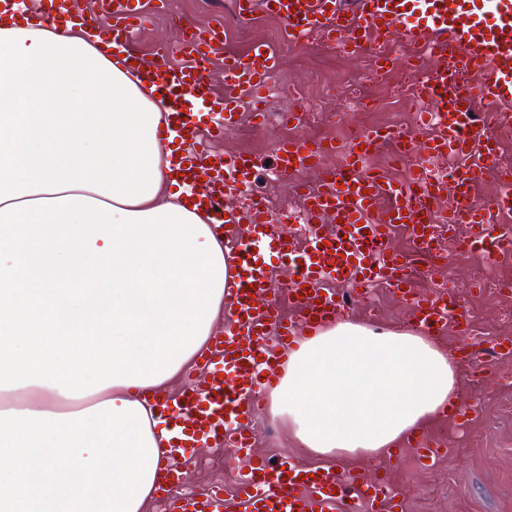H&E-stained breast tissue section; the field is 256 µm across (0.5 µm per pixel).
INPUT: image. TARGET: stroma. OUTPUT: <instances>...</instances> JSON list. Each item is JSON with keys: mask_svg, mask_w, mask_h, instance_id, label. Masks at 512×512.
<instances>
[{"mask_svg": "<svg viewBox=\"0 0 512 512\" xmlns=\"http://www.w3.org/2000/svg\"><path fill=\"white\" fill-rule=\"evenodd\" d=\"M141 7L148 24L137 34L133 47L146 56L153 55L160 43L177 40V19L204 24L217 15L212 0H173L164 9L157 8L154 0H142ZM282 28L281 20L255 11L249 19L225 24L218 51L245 52L264 41L276 46L281 56L277 81L304 90L315 112L330 120L338 141H348L357 131L376 125L391 126L418 138L429 136V129L419 123L418 108L402 92L410 80L403 65L410 52L401 41L381 47L383 53L398 57L400 66L370 80L362 76V58L336 51L322 33H311L302 43L291 44L284 40ZM345 91L374 100L376 110L344 108L341 94ZM279 137L278 127L272 123L256 133L240 128L225 136L223 147L234 152L253 145L263 161L256 172L254 190H269L277 207L296 213L300 205L295 183L280 176L273 164V144ZM445 263V268L431 278H418L415 289L427 294L433 292L435 284L447 283L465 291L471 278V261L452 247ZM367 295L369 304L350 310V318L380 330L410 328L409 306L388 288L374 285ZM466 300L482 315L483 333L473 337V344L512 337V320L504 316L506 300L478 294H467ZM457 371L462 403H480L482 410L471 422L447 433L429 432V439L446 450L432 467L421 468L414 449L409 448L389 466L383 458L368 457L346 463L343 469L369 473L384 469L389 484L405 499L404 512H512V391H503L496 380L473 374L466 364H458ZM183 467L189 472L186 489L205 491L220 486L225 494L235 491L237 471L234 464L226 462L224 449H194L184 459Z\"/></svg>", "mask_w": 512, "mask_h": 512, "instance_id": "1", "label": "stroma"}]
</instances>
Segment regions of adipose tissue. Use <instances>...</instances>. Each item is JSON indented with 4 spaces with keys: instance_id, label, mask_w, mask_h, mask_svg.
<instances>
[{
    "instance_id": "ef3b65f1",
    "label": "adipose tissue",
    "mask_w": 512,
    "mask_h": 512,
    "mask_svg": "<svg viewBox=\"0 0 512 512\" xmlns=\"http://www.w3.org/2000/svg\"><path fill=\"white\" fill-rule=\"evenodd\" d=\"M166 107L84 28L0 25V512H146L172 393L224 322L232 256L170 177ZM423 333L298 337L273 417L315 459L379 457L458 405Z\"/></svg>"
}]
</instances>
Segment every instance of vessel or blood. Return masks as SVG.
<instances>
[{
  "label": "vessel or blood",
  "instance_id": "1",
  "mask_svg": "<svg viewBox=\"0 0 512 512\" xmlns=\"http://www.w3.org/2000/svg\"><path fill=\"white\" fill-rule=\"evenodd\" d=\"M43 2L44 9L34 13L25 0H0V20L47 25L69 18L95 24L92 17L73 10L71 0ZM259 4L283 20L289 40L295 42L319 31L340 52L353 55L398 38L428 55L433 68L423 96L426 120L435 133L417 140L395 130L366 129L341 149L302 138L279 143L276 165L281 175L320 172L316 187L303 199L310 235L305 247L297 248L284 230L291 216L273 217L252 193L255 158L202 146L203 137L220 141L239 126L240 91L262 101L278 71V58L263 44L225 57L226 92L217 98L211 71L215 44L198 38L191 21L179 22L186 34L180 51L189 62L175 66L168 61V44H160L149 59L131 50L134 33L147 21L139 0H104L112 27L101 37L110 55L121 58L167 101L159 137L175 148L179 186L209 215L216 231L232 230L238 262L229 324L201 355L178 397H152L160 420L175 433L157 493L166 512H396L403 501L381 476L347 475L332 465L306 468L288 457L270 462L253 452L249 427L298 331L343 312L335 284L359 289L387 284L408 302L414 325L426 335H438L450 324L459 333L467 332L466 315L455 296L421 295L411 288L413 271L390 248L388 228L396 222L410 225L418 253L433 264L440 256L434 234L439 223L451 232L457 225H469L470 248L488 256L498 252L490 213L512 211V183L503 182L487 203L475 197L473 188L498 158L491 128L512 121L507 110L512 103V0H358L352 13L339 0H236L243 18ZM475 73L479 81L470 82ZM478 99L486 105L481 114L473 109ZM391 140L398 143V158L411 163L407 180L384 179L367 167L377 148ZM336 151L342 154L340 168H324V157ZM447 155L461 158L462 166L438 173L425 164ZM445 194L452 204L443 215L435 203ZM235 197L244 199L245 207H230L228 201ZM382 197L390 205L380 214L376 204ZM324 215L337 222L328 236L318 227ZM263 244L276 245L288 266L286 287L296 311L292 320L281 318L280 295L256 254ZM409 445L426 466L443 454L418 434L410 437ZM198 446L230 448L243 461L235 498H225L219 488L202 495L184 490L180 461Z\"/></svg>",
  "mask_w": 512,
  "mask_h": 512
}]
</instances>
